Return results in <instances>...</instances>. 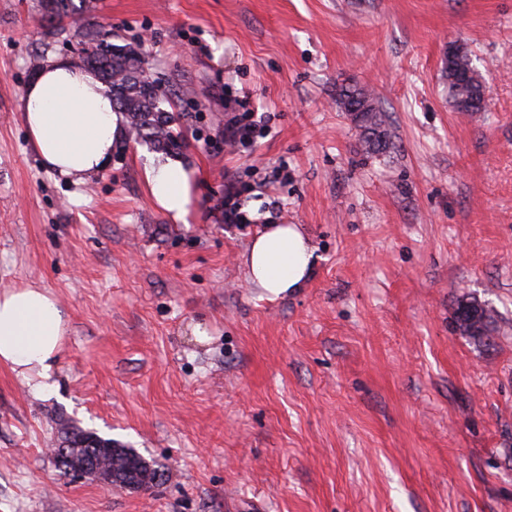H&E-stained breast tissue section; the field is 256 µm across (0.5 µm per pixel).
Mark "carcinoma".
<instances>
[{"label":"carcinoma","instance_id":"cac0c4a2","mask_svg":"<svg viewBox=\"0 0 512 512\" xmlns=\"http://www.w3.org/2000/svg\"><path fill=\"white\" fill-rule=\"evenodd\" d=\"M48 34H61L66 22L78 13L91 9L88 0H42ZM91 51L81 57V67L108 85L116 108L124 112L134 138L153 144L163 150L177 148L178 133L173 128L174 116L167 109L170 98L167 91L153 89L143 81L142 68L135 63V52L125 46L113 44L104 38H91ZM444 74L448 83V96L459 112H483L481 94L485 92L466 48L452 42L445 57ZM337 101L345 112L358 110L354 118L358 142L367 154H382L392 145L391 136L385 127L382 114L375 105L372 93L356 83L339 86ZM497 312L494 308L465 295L459 297L453 314L456 332L475 342L483 343L494 331ZM60 441L69 445L58 446L56 456L60 458V472L68 470L90 453L96 455L105 469L112 471L113 483L130 486L142 473H148L150 487L159 485L161 470L154 461L144 463L141 454L132 448H112V440L73 425L61 432Z\"/></svg>","mask_w":512,"mask_h":512}]
</instances>
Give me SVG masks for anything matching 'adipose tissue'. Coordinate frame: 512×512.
I'll return each mask as SVG.
<instances>
[{"label": "adipose tissue", "instance_id": "adipose-tissue-1", "mask_svg": "<svg viewBox=\"0 0 512 512\" xmlns=\"http://www.w3.org/2000/svg\"><path fill=\"white\" fill-rule=\"evenodd\" d=\"M22 122L44 167L65 178L105 169L124 134L123 118L101 81L69 62L43 64L26 86ZM142 177L156 206L175 224L200 214L192 169L176 156L148 157ZM245 264L251 283L274 297L309 282L314 250L298 224H267L253 238ZM68 315L47 290L32 286L0 290V363L48 390L66 336Z\"/></svg>", "mask_w": 512, "mask_h": 512}]
</instances>
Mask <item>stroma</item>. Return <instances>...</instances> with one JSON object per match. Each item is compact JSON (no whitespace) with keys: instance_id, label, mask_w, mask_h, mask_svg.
Masks as SVG:
<instances>
[{"instance_id":"35a3bbf8","label":"stroma","mask_w":512,"mask_h":512,"mask_svg":"<svg viewBox=\"0 0 512 512\" xmlns=\"http://www.w3.org/2000/svg\"><path fill=\"white\" fill-rule=\"evenodd\" d=\"M95 2L52 38L41 0H0V289L45 288L70 317L51 392L0 364V512H512V0ZM92 34L176 93L199 220L152 203L153 146L120 139L74 183L33 151V59L72 61ZM452 41L485 111L448 97ZM345 81L374 90L390 153L361 151ZM242 95L266 129L236 144ZM231 189L303 227L301 291L248 281L262 223H225ZM463 293L496 309L489 342L454 332ZM64 421L162 484L61 475Z\"/></svg>"}]
</instances>
